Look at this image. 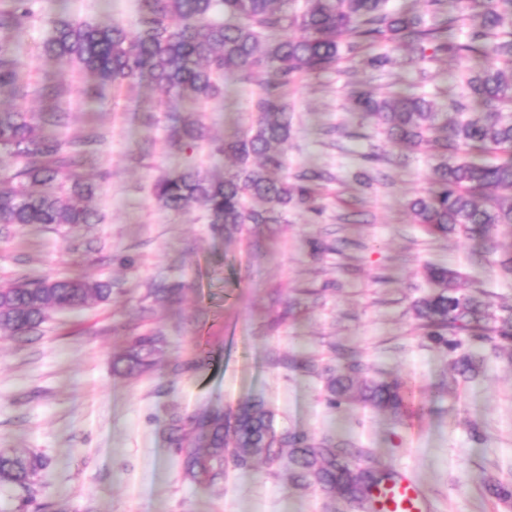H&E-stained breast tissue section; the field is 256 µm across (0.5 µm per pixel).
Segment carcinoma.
I'll return each instance as SVG.
<instances>
[{"label": "carcinoma", "mask_w": 512, "mask_h": 512, "mask_svg": "<svg viewBox=\"0 0 512 512\" xmlns=\"http://www.w3.org/2000/svg\"><path fill=\"white\" fill-rule=\"evenodd\" d=\"M36 0H9L0 9V31L17 33L34 18ZM424 13L393 11L388 0H138L132 28L119 22L79 21L66 15L48 21L42 52L88 75L87 91L102 85L121 86L145 78L174 99L208 102L224 97L229 76L252 82L259 75L273 83L258 84L252 99L255 119L239 136L224 141L210 137L201 117L173 115L167 135L171 151H192L202 144L214 156L235 160L231 170L213 178L186 166L160 175L153 196L160 208L180 212L202 207L209 223L224 233L240 234L248 224H284L291 208L316 210L314 186L332 179L320 170H305L288 180L275 146L288 140L292 116L271 87L286 88L297 75L333 68L344 57L361 59L380 69L391 44L421 60L438 55L468 57L476 69L466 80L469 101L452 99L439 112L423 96L395 91L387 97L353 92L351 109L374 121L387 138L410 150L430 149L439 161L431 187L410 201L418 223L432 234L457 233L488 238L500 226L512 228V0H468L469 12L448 14V0H425ZM466 29L460 40L456 30ZM21 94L18 61L0 42V93ZM486 108L471 112L469 106ZM67 125V113L47 108L29 113L0 109V154L12 159V172L0 176V224H95L88 206L94 186L81 168L105 140L92 129L61 140L43 130ZM438 288L413 305L419 326L453 355V372L477 378L486 355L502 342L512 343V305L492 311L479 297L465 292L459 274L447 267H425ZM176 283L156 284L147 297L157 301L175 295ZM112 284L88 279L17 280L0 287V331L14 335L34 331L50 313L107 302ZM163 337L157 330L130 339L112 358V371L139 377L153 364ZM327 401L351 397L394 415L406 407V393L396 379L368 378L362 364L345 359L328 370ZM167 439L177 457L182 480L214 489L228 466L247 469L261 461L268 467L287 462L292 485L310 486L324 496L359 504L363 512L378 510L377 493L399 481L393 472L351 464L350 444L331 436L305 432L275 433L272 415L260 398L233 411L204 408L188 419L175 416ZM38 455L0 453V490L26 489L46 471Z\"/></svg>", "instance_id": "carcinoma-1"}]
</instances>
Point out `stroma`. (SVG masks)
<instances>
[{
	"instance_id": "stroma-1",
	"label": "stroma",
	"mask_w": 512,
	"mask_h": 512,
	"mask_svg": "<svg viewBox=\"0 0 512 512\" xmlns=\"http://www.w3.org/2000/svg\"><path fill=\"white\" fill-rule=\"evenodd\" d=\"M136 13L137 0H38L35 20L10 39L24 93L0 94V108L36 112L54 102L70 114L62 136L96 126L106 140L84 169L99 223L0 225V284L100 279L111 282L112 300L52 313L30 336L0 331V453L49 461L30 491L0 494V512L26 497L46 512H348L261 463L229 469L216 491L182 481L164 435L171 415L252 398L265 401L277 429L351 440L362 450L356 464L409 475L425 512H512V501L485 489L512 483V356L489 357L475 381L453 378L447 349L411 310L428 290L429 263L460 271L483 300L512 304V277L497 264L512 250V230L498 228L485 242L427 233L408 203L428 188L432 158L389 141L348 102L354 89L401 90L444 105L464 94L472 61L397 52L381 71L345 58L298 76L283 95L293 128L280 151L286 176L307 167L333 173L319 186L320 210H292L275 228L225 237L201 207L161 210L151 188L189 163L230 167L205 146L169 152L170 115L197 113L214 137L233 138L251 122L256 83L228 78L223 98L202 104L174 100L147 80L90 98L81 74L40 52L51 17L129 26ZM47 87L59 88L57 100L45 97ZM139 152L145 160L132 163ZM313 238L330 251L313 253ZM159 280L182 282L183 292L143 316ZM152 328L165 338L152 369L113 374V354ZM342 353L410 390L401 420L354 401L327 403L323 370Z\"/></svg>"
}]
</instances>
